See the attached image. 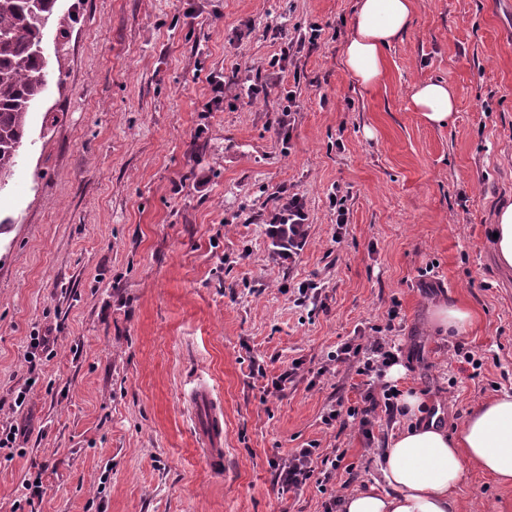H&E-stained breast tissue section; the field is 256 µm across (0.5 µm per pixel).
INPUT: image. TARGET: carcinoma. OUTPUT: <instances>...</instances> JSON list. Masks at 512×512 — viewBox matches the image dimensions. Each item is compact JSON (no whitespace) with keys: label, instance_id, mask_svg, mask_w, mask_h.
Returning <instances> with one entry per match:
<instances>
[{"label":"carcinoma","instance_id":"cac0c4a2","mask_svg":"<svg viewBox=\"0 0 512 512\" xmlns=\"http://www.w3.org/2000/svg\"><path fill=\"white\" fill-rule=\"evenodd\" d=\"M55 4L0 0V189L16 166L29 108L47 85L48 64L36 47L48 27H63Z\"/></svg>","mask_w":512,"mask_h":512}]
</instances>
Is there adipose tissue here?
Instances as JSON below:
<instances>
[{"mask_svg":"<svg viewBox=\"0 0 512 512\" xmlns=\"http://www.w3.org/2000/svg\"><path fill=\"white\" fill-rule=\"evenodd\" d=\"M414 0H357L352 31L342 46L347 72L364 89L377 85L385 52L407 33ZM414 111L431 125L449 122L456 96L445 82L416 84ZM410 424L392 435L382 450L378 484L347 494L343 512H463L457 489L476 469L512 486V395L471 410L454 432L421 418L419 393H405Z\"/></svg>","mask_w":512,"mask_h":512,"instance_id":"ef3b65f1","label":"adipose tissue"}]
</instances>
